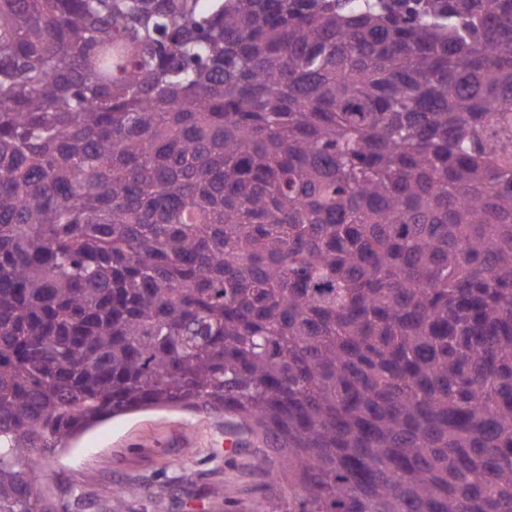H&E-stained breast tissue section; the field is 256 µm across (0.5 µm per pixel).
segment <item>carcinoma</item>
<instances>
[{
    "label": "carcinoma",
    "instance_id": "cac0c4a2",
    "mask_svg": "<svg viewBox=\"0 0 512 512\" xmlns=\"http://www.w3.org/2000/svg\"><path fill=\"white\" fill-rule=\"evenodd\" d=\"M175 406L265 512H512V0H0V512Z\"/></svg>",
    "mask_w": 512,
    "mask_h": 512
}]
</instances>
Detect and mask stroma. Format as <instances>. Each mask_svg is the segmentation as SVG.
I'll list each match as a JSON object with an SVG mask.
<instances>
[{
	"mask_svg": "<svg viewBox=\"0 0 512 512\" xmlns=\"http://www.w3.org/2000/svg\"><path fill=\"white\" fill-rule=\"evenodd\" d=\"M264 453L224 415L151 408L112 417L32 465L41 491L71 512H261L298 495L271 487ZM218 486L223 495H213Z\"/></svg>",
	"mask_w": 512,
	"mask_h": 512,
	"instance_id": "1",
	"label": "stroma"
}]
</instances>
